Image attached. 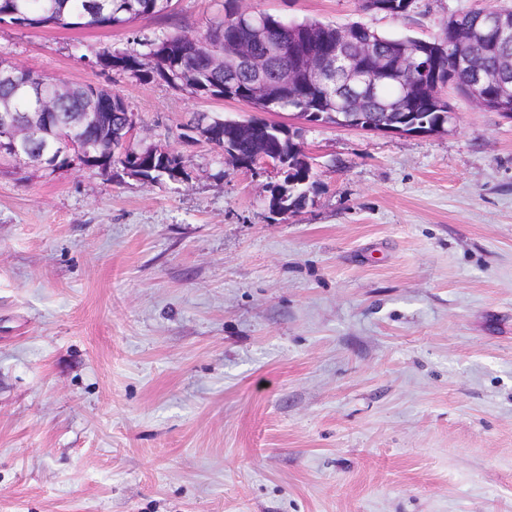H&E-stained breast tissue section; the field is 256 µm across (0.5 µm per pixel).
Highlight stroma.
Returning a JSON list of instances; mask_svg holds the SVG:
<instances>
[{
	"instance_id": "obj_1",
	"label": "stroma",
	"mask_w": 512,
	"mask_h": 512,
	"mask_svg": "<svg viewBox=\"0 0 512 512\" xmlns=\"http://www.w3.org/2000/svg\"><path fill=\"white\" fill-rule=\"evenodd\" d=\"M512 0H246L428 39ZM134 27L0 24L13 63L119 94L189 183L0 172V512H512V119L455 89L431 134L307 127L317 192L183 142L247 105L91 67Z\"/></svg>"
}]
</instances>
